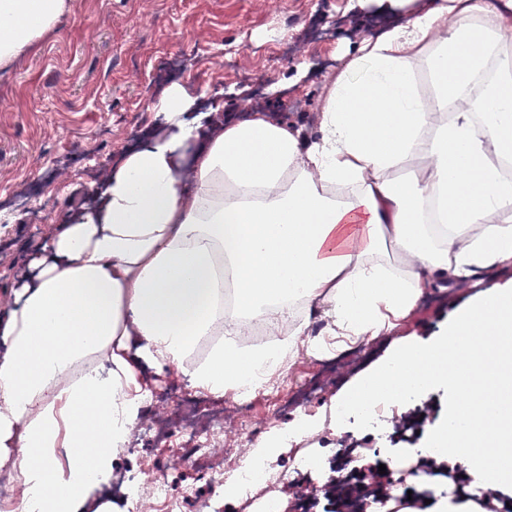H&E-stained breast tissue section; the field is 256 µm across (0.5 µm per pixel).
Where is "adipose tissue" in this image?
<instances>
[{
  "label": "adipose tissue",
  "instance_id": "ef3b65f1",
  "mask_svg": "<svg viewBox=\"0 0 512 512\" xmlns=\"http://www.w3.org/2000/svg\"><path fill=\"white\" fill-rule=\"evenodd\" d=\"M70 9L0 0V66ZM154 112L161 134L55 226L0 318V465L18 470L24 510L83 512L97 496L145 371L236 398L298 356L389 332L427 291L512 265V0H427L365 40L310 139L264 112L225 120L178 83ZM296 302L324 335L285 330ZM252 320L279 342L190 365L198 337ZM47 483L57 494L37 498Z\"/></svg>",
  "mask_w": 512,
  "mask_h": 512
}]
</instances>
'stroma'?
Here are the masks:
<instances>
[{"label": "stroma", "mask_w": 512, "mask_h": 512, "mask_svg": "<svg viewBox=\"0 0 512 512\" xmlns=\"http://www.w3.org/2000/svg\"><path fill=\"white\" fill-rule=\"evenodd\" d=\"M418 0H72L56 33L6 69H0V199L26 190V206L0 221V302L7 299L30 256L66 211L87 199L96 173L138 139L157 131L151 110L163 88L156 76L172 60H191L179 78L196 94L224 89V106L239 113L252 80L312 69L294 98L267 106L314 132V115L329 72L340 69L376 21L416 9ZM313 29L316 43L284 55L270 30L286 37ZM512 284V267L471 278L466 293L423 297L376 348L328 378L312 410L331 418L334 396L390 349L394 340L422 342L487 288ZM171 446L148 443L115 457L126 470L137 460L155 464L173 490L189 480L169 462Z\"/></svg>", "instance_id": "35a3bbf8"}]
</instances>
